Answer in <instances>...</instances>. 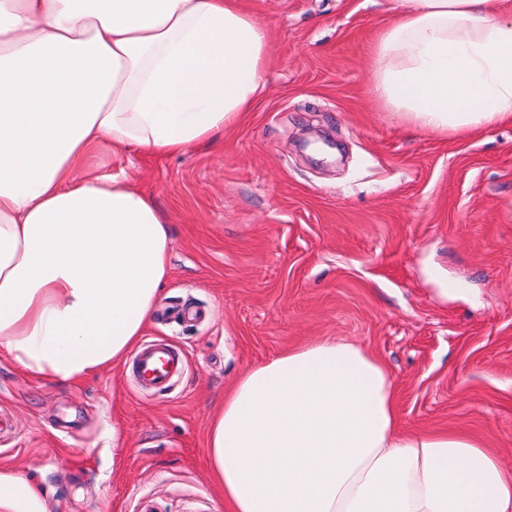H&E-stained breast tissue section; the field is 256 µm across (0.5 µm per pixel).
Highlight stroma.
I'll use <instances>...</instances> for the list:
<instances>
[{
	"mask_svg": "<svg viewBox=\"0 0 512 512\" xmlns=\"http://www.w3.org/2000/svg\"><path fill=\"white\" fill-rule=\"evenodd\" d=\"M401 0H245L270 32L253 112L208 148L113 155L170 219L171 275L144 338L186 355L176 388L121 363L72 384L0 354V469L56 512H225L213 408L236 376L311 339L381 357L408 430H465L512 469V124L414 130L371 92Z\"/></svg>",
	"mask_w": 512,
	"mask_h": 512,
	"instance_id": "obj_1",
	"label": "stroma"
}]
</instances>
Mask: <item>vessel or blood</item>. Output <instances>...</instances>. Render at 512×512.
<instances>
[{
    "label": "vessel or blood",
    "mask_w": 512,
    "mask_h": 512,
    "mask_svg": "<svg viewBox=\"0 0 512 512\" xmlns=\"http://www.w3.org/2000/svg\"><path fill=\"white\" fill-rule=\"evenodd\" d=\"M185 356L176 346L151 340L133 355L130 370L136 382L155 393H168L175 379L183 373Z\"/></svg>",
    "instance_id": "vessel-or-blood-1"
}]
</instances>
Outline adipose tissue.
I'll return each mask as SVG.
<instances>
[{
    "label": "adipose tissue",
    "instance_id": "1",
    "mask_svg": "<svg viewBox=\"0 0 512 512\" xmlns=\"http://www.w3.org/2000/svg\"><path fill=\"white\" fill-rule=\"evenodd\" d=\"M372 93L441 135L512 122V0H403ZM267 26L242 0H0V354L70 384L121 363L171 273L169 223L92 151L210 146L252 110ZM207 467L226 512H512V470L461 430L403 431L380 357L309 341L240 373ZM0 512H51L0 471Z\"/></svg>",
    "mask_w": 512,
    "mask_h": 512
}]
</instances>
